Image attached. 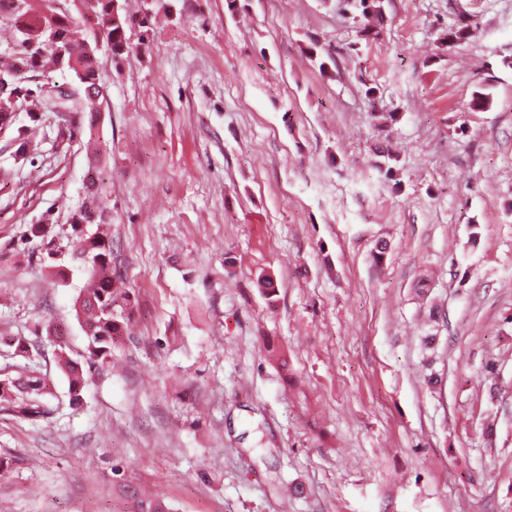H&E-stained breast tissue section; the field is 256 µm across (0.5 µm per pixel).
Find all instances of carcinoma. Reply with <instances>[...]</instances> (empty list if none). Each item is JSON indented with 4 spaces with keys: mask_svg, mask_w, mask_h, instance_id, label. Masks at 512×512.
Here are the masks:
<instances>
[{
    "mask_svg": "<svg viewBox=\"0 0 512 512\" xmlns=\"http://www.w3.org/2000/svg\"><path fill=\"white\" fill-rule=\"evenodd\" d=\"M56 0H41L39 24L31 22V0H0V16L7 15L13 21L17 37L12 61L0 62V130L8 129L16 122L18 110L30 117L38 113L69 110L80 115L79 121H88V129L98 122L97 102L109 84V75L98 61V50L82 52L81 41L100 37L115 63H120L132 52L127 36L129 19L124 13L121 0H79L75 9L60 11L54 7ZM344 7L361 12L368 23L361 29L364 38L377 37L379 32L371 19L382 18V0H342ZM471 37L469 24L460 21L446 29L442 40L461 43ZM79 51L75 76V93L62 102L53 93L56 75L65 71L61 53ZM384 160L377 168L387 180L396 177V152L381 151ZM78 225L94 224L97 230L78 240L77 251L82 255L90 278V287L79 295L75 303L76 317L87 338V345L80 359L72 358L64 341H58L59 364L69 387L71 403L82 402L87 379L83 365L93 367L112 359V348L121 342L130 321L133 301L124 288L122 277L115 274L112 266V240L102 215L93 207L82 209L72 216ZM260 294L270 303L275 301L277 288L267 275L256 280ZM52 396L46 378L34 370H23L19 376L0 378V406L20 418L36 419L50 413L47 398ZM124 494L132 501L128 512H170L166 504L133 486Z\"/></svg>",
    "mask_w": 512,
    "mask_h": 512,
    "instance_id": "carcinoma-1",
    "label": "carcinoma"
}]
</instances>
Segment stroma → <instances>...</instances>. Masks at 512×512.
<instances>
[{
  "label": "stroma",
  "mask_w": 512,
  "mask_h": 512,
  "mask_svg": "<svg viewBox=\"0 0 512 512\" xmlns=\"http://www.w3.org/2000/svg\"><path fill=\"white\" fill-rule=\"evenodd\" d=\"M168 2L99 54L102 149L48 112L28 164L0 131V336L54 384L48 417L0 408V512H126L123 484L172 512H512V0H383L367 43L339 0ZM93 175L136 303L74 405L53 340L87 344ZM28 360L0 345V377Z\"/></svg>",
  "instance_id": "1"
}]
</instances>
